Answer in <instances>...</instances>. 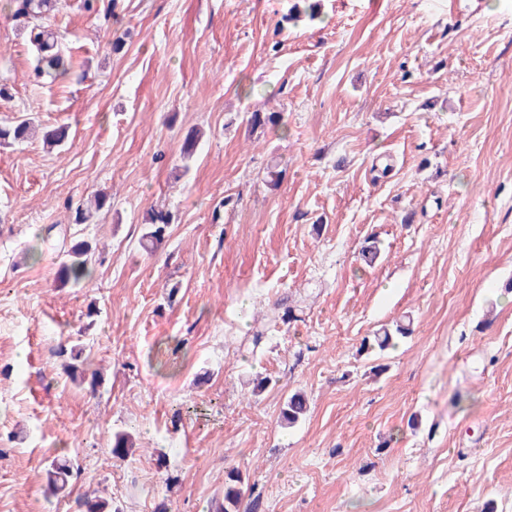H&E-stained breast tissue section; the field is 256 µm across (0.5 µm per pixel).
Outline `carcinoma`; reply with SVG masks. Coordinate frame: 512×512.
Masks as SVG:
<instances>
[{
    "instance_id": "1",
    "label": "carcinoma",
    "mask_w": 512,
    "mask_h": 512,
    "mask_svg": "<svg viewBox=\"0 0 512 512\" xmlns=\"http://www.w3.org/2000/svg\"><path fill=\"white\" fill-rule=\"evenodd\" d=\"M12 16L27 21L35 20L34 29L37 33L33 42L38 51L35 75L38 78L48 77L56 80L68 75L72 69V61L68 56L56 50L53 33L42 21L54 7L52 0H10ZM34 125L31 119H22L10 126L0 125V143L5 141L23 142L27 140ZM68 127L58 126L43 134V144L49 148L60 147L68 140ZM111 208L110 197L105 192L96 194L87 206L79 205L75 209L73 223L84 224L89 221L92 211ZM172 217L164 210H153L149 214L142 244L150 250H157L164 242ZM67 261L61 269V280L78 284L92 277V259L94 251L86 243L75 245L67 250ZM308 411V399L300 392L292 394L282 411V420L288 425L296 424ZM134 447L131 435L117 433L112 438V456L123 460ZM48 490L56 493L67 488L73 477V467L67 461L52 460L45 469ZM243 478L239 471L231 468L227 471L224 481V512H239L242 498ZM76 512H118L112 509L108 500L100 497H81L75 500Z\"/></svg>"
}]
</instances>
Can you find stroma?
Returning a JSON list of instances; mask_svg holds the SVG:
<instances>
[{
  "mask_svg": "<svg viewBox=\"0 0 512 512\" xmlns=\"http://www.w3.org/2000/svg\"><path fill=\"white\" fill-rule=\"evenodd\" d=\"M302 2L62 0L53 82L0 0V121L70 128L0 146V512H69L55 456L120 512H215L231 467L258 512H512V0ZM65 236L97 243L79 287ZM170 224H172V217L168 211L152 210L143 235V246L150 250H158L165 242ZM308 411V399L301 393L292 394L282 411V420L288 426L296 424ZM48 490L56 492L65 490L73 477V467L66 460L53 459L45 469Z\"/></svg>",
  "mask_w": 512,
  "mask_h": 512,
  "instance_id": "1",
  "label": "stroma"
}]
</instances>
